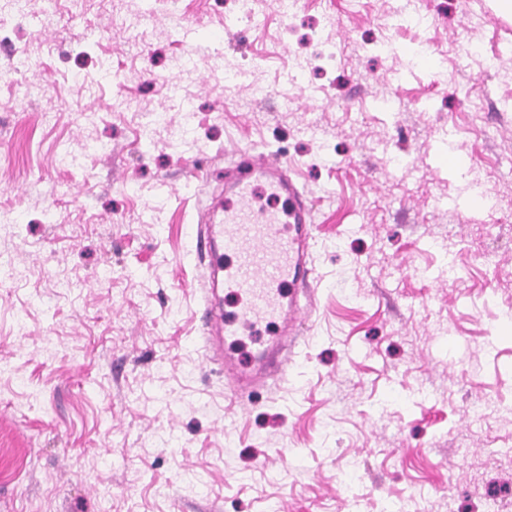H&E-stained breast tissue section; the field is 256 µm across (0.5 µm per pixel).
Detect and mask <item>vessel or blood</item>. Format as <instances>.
Instances as JSON below:
<instances>
[{
	"instance_id": "obj_1",
	"label": "vessel or blood",
	"mask_w": 512,
	"mask_h": 512,
	"mask_svg": "<svg viewBox=\"0 0 512 512\" xmlns=\"http://www.w3.org/2000/svg\"><path fill=\"white\" fill-rule=\"evenodd\" d=\"M288 169L280 156L241 149L224 179L223 202L202 212L195 230L208 259L203 356L223 370L226 397L236 406L287 380L303 323L317 309L315 215ZM221 288L238 295L236 310L215 306ZM245 334L259 345L247 361L231 347L234 337Z\"/></svg>"
}]
</instances>
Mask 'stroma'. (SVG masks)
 Here are the masks:
<instances>
[{"label":"stroma","mask_w":512,"mask_h":512,"mask_svg":"<svg viewBox=\"0 0 512 512\" xmlns=\"http://www.w3.org/2000/svg\"><path fill=\"white\" fill-rule=\"evenodd\" d=\"M403 0H306L292 28L253 0L266 26L225 22L213 0H162L149 48L127 55L114 15L142 0L58 4L27 52L0 48V512H485L512 501V414L481 431L465 414L512 407V109L492 54L512 69V18L495 0H423L429 50L415 30L383 55L372 14ZM340 61L312 63L323 13ZM98 56L125 74L88 104L78 78ZM219 32L225 66H245L235 95L198 55L177 96L166 87L182 41ZM484 56L462 59L460 40ZM307 68L290 81L295 56ZM97 56V57H98ZM272 86L293 100L257 96ZM480 120L467 108L476 90ZM139 109L117 113V97ZM400 98L386 112L382 99ZM190 102L193 113L182 109ZM164 123L137 141L140 124ZM457 168L441 166L443 126ZM106 144L88 168L63 161ZM255 147L294 164L316 212L319 314L286 384L246 408L224 400V373L200 349L198 211L224 186L184 175ZM405 155L410 165L394 164ZM490 190L498 219L471 203ZM510 413L511 407H501L494 405L488 401H481L477 404L471 406L469 411L467 412V420L469 427L481 428L484 420L491 413Z\"/></svg>","instance_id":"stroma-1"}]
</instances>
